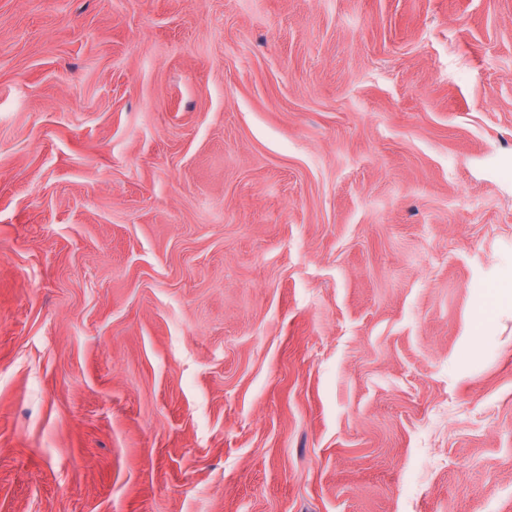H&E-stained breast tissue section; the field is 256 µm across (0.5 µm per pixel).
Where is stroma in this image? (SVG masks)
Returning a JSON list of instances; mask_svg holds the SVG:
<instances>
[{"label":"stroma","instance_id":"1","mask_svg":"<svg viewBox=\"0 0 512 512\" xmlns=\"http://www.w3.org/2000/svg\"><path fill=\"white\" fill-rule=\"evenodd\" d=\"M0 512H512V0H0Z\"/></svg>","mask_w":512,"mask_h":512}]
</instances>
